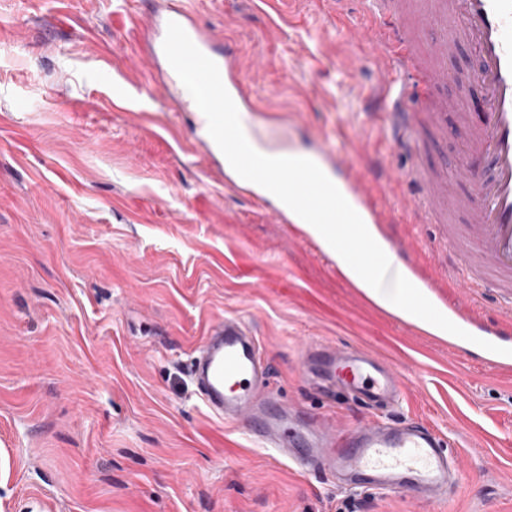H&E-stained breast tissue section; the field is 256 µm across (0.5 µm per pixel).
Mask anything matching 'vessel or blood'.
<instances>
[{"instance_id": "b4317fda", "label": "vessel or blood", "mask_w": 512, "mask_h": 512, "mask_svg": "<svg viewBox=\"0 0 512 512\" xmlns=\"http://www.w3.org/2000/svg\"><path fill=\"white\" fill-rule=\"evenodd\" d=\"M360 29L375 54L386 61L368 117L385 115L394 144L412 154L409 171L417 223L442 228L439 263L463 290L448 308V331L477 345L486 362L512 368V320L484 321L471 301L477 289L491 288L512 310V0H359ZM158 32L150 60L164 69L169 85L199 86L202 98L177 103L193 113L195 137L221 161L223 174L238 192L255 196L256 186L287 183L309 224H346L350 204L371 223L389 215L369 190L371 175L314 153L311 163L272 166L242 136L239 118L254 113L247 81L232 45H221L211 31L192 20L180 0L154 9ZM439 38L421 46L432 26ZM476 61L469 83L480 111L472 113L458 97L445 94V62L459 44ZM466 130L464 165L441 161L429 166L419 144L428 129ZM304 358L312 372L336 393L361 406L394 411L403 396L398 370L364 349L309 346ZM204 406L227 422L245 420L253 446L284 457L304 472L341 474L373 489L409 488L421 499L447 492L448 478L462 469L444 451L440 434L417 420L383 419L322 436L305 453L286 444L279 407L266 397L269 367L256 336L233 319L210 325L189 365Z\"/></svg>"}]
</instances>
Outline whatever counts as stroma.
Masks as SVG:
<instances>
[{
	"instance_id": "stroma-1",
	"label": "stroma",
	"mask_w": 512,
	"mask_h": 512,
	"mask_svg": "<svg viewBox=\"0 0 512 512\" xmlns=\"http://www.w3.org/2000/svg\"><path fill=\"white\" fill-rule=\"evenodd\" d=\"M234 42L273 144L322 148L397 180L373 188L389 244L420 251L435 297H460L416 224L409 163L364 114L383 61L318 0H188ZM145 18L117 0H0V512H512V374L369 302L335 260L225 184L154 80ZM258 337L269 388L333 427L367 412L312 389L303 342L405 371L395 418L438 430L465 476L445 499L340 489L252 447L194 393L189 354L215 321Z\"/></svg>"
}]
</instances>
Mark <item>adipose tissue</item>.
Segmentation results:
<instances>
[{"mask_svg": "<svg viewBox=\"0 0 512 512\" xmlns=\"http://www.w3.org/2000/svg\"><path fill=\"white\" fill-rule=\"evenodd\" d=\"M305 230L335 258L343 273L377 306L403 320L419 325L433 335H446L447 330L444 326L424 319L417 309L407 303L411 275L398 261L374 225L360 223L356 226L359 237L374 248L376 270L371 274L366 272L358 255L342 245L341 236L335 229L326 224H309Z\"/></svg>", "mask_w": 512, "mask_h": 512, "instance_id": "obj_1", "label": "adipose tissue"}]
</instances>
